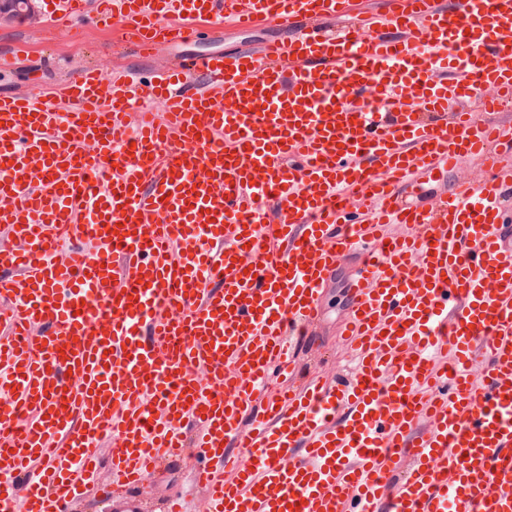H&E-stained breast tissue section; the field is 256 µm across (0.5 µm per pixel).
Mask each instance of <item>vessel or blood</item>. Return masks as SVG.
Listing matches in <instances>:
<instances>
[{
  "instance_id": "obj_1",
  "label": "vessel or blood",
  "mask_w": 512,
  "mask_h": 512,
  "mask_svg": "<svg viewBox=\"0 0 512 512\" xmlns=\"http://www.w3.org/2000/svg\"><path fill=\"white\" fill-rule=\"evenodd\" d=\"M49 7L147 58L287 36L0 94V512H75L107 439L108 512L171 463L203 495L156 512H512V0ZM355 254V376L304 377Z\"/></svg>"
}]
</instances>
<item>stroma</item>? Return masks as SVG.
Wrapping results in <instances>:
<instances>
[{
    "mask_svg": "<svg viewBox=\"0 0 512 512\" xmlns=\"http://www.w3.org/2000/svg\"><path fill=\"white\" fill-rule=\"evenodd\" d=\"M275 29L265 27L244 35L222 27L179 47V54L226 52L244 44L258 45L274 37ZM111 33L89 26L50 28L43 15L18 22L0 16V51L17 55L16 66L0 74V94L26 92L34 85L51 90L84 65H124L149 76L157 64L166 63L168 54L157 61H146L113 52ZM359 267L358 258L341 263L331 276L322 299V315L311 343L305 344L299 363L305 373L324 375L328 380L351 375L354 362L339 342V332L351 304L350 283Z\"/></svg>",
    "mask_w": 512,
    "mask_h": 512,
    "instance_id": "stroma-1",
    "label": "stroma"
}]
</instances>
